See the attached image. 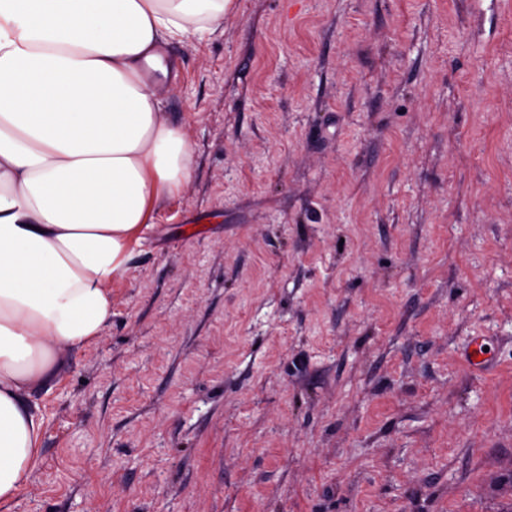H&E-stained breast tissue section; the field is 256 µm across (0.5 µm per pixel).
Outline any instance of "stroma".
<instances>
[{
	"instance_id": "stroma-1",
	"label": "stroma",
	"mask_w": 512,
	"mask_h": 512,
	"mask_svg": "<svg viewBox=\"0 0 512 512\" xmlns=\"http://www.w3.org/2000/svg\"><path fill=\"white\" fill-rule=\"evenodd\" d=\"M168 55L191 183L0 512H512V0H235Z\"/></svg>"
}]
</instances>
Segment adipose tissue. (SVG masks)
Wrapping results in <instances>:
<instances>
[{
  "label": "adipose tissue",
  "mask_w": 512,
  "mask_h": 512,
  "mask_svg": "<svg viewBox=\"0 0 512 512\" xmlns=\"http://www.w3.org/2000/svg\"><path fill=\"white\" fill-rule=\"evenodd\" d=\"M234 0H0V505L40 458L33 400L112 321V284L193 144L163 110L160 53ZM166 74L165 85L144 72Z\"/></svg>",
  "instance_id": "1"
}]
</instances>
